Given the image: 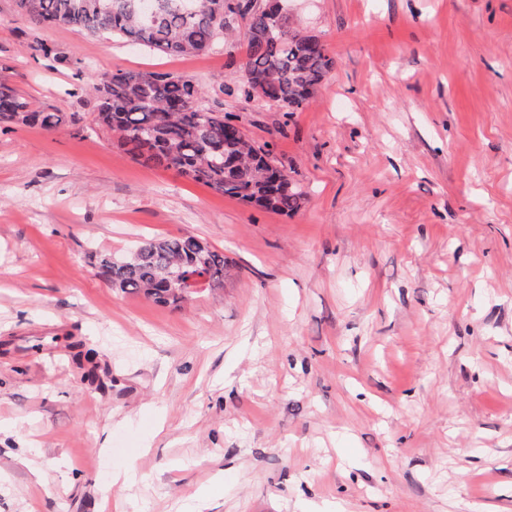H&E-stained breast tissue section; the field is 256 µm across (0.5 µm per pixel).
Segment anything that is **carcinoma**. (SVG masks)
I'll use <instances>...</instances> for the list:
<instances>
[{"instance_id":"obj_1","label":"carcinoma","mask_w":512,"mask_h":512,"mask_svg":"<svg viewBox=\"0 0 512 512\" xmlns=\"http://www.w3.org/2000/svg\"><path fill=\"white\" fill-rule=\"evenodd\" d=\"M20 11L41 28L71 26L108 35L166 56L202 53L224 34L226 16L246 20L242 63L246 96L275 102L290 112L313 100L335 61L322 42L294 28L279 5L252 0H17ZM93 129L112 134L118 149L147 166L172 170L213 192L266 210L299 211L306 194L288 179L276 180L270 150L234 135L231 116L197 105L202 92L193 80L171 73L116 70L92 79ZM79 117L35 108L0 81V125L55 129ZM97 274L113 288L161 305L182 302L165 287L170 273L200 278L209 288L224 285V253L201 246L195 236L145 239L120 259L94 255Z\"/></svg>"}]
</instances>
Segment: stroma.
<instances>
[{"instance_id":"35a3bbf8","label":"stroma","mask_w":512,"mask_h":512,"mask_svg":"<svg viewBox=\"0 0 512 512\" xmlns=\"http://www.w3.org/2000/svg\"><path fill=\"white\" fill-rule=\"evenodd\" d=\"M279 3L335 59L291 114L244 93L241 19L165 56L0 0V78L81 117L0 130V512H512V0ZM118 69L199 84L305 207L113 148L90 78ZM180 235L223 287L162 306L96 272Z\"/></svg>"}]
</instances>
